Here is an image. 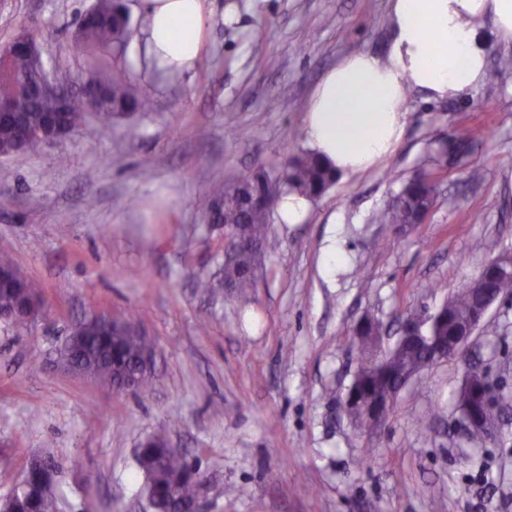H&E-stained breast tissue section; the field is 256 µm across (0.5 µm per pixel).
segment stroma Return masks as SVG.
I'll use <instances>...</instances> for the list:
<instances>
[{
    "instance_id": "35a3bbf8",
    "label": "stroma",
    "mask_w": 512,
    "mask_h": 512,
    "mask_svg": "<svg viewBox=\"0 0 512 512\" xmlns=\"http://www.w3.org/2000/svg\"><path fill=\"white\" fill-rule=\"evenodd\" d=\"M92 2L0 0V43L27 29L50 64L84 79L91 56L71 33ZM125 2L132 28L109 62L150 111L108 126L91 117L39 153L0 156V260L24 267L51 308L25 327L0 320V501L41 457L55 463L61 512H154L136 450L164 428L208 483L200 512H512V296L490 309L470 361L415 376L376 433L341 407L361 316L395 335L494 253L512 254V70L498 65L512 44L489 41L486 80L458 99L412 92L396 152L337 176L303 223L271 214L254 290L214 296L197 286L224 270V227L201 204L208 185L278 173L306 151L312 88L351 54L385 52L388 0H207L203 52L175 75L147 68L141 0ZM467 130L482 136L442 154ZM422 171L438 179L425 222L378 223ZM94 314L154 341L150 390L116 394L56 368L70 325ZM472 362L507 396L492 441L459 430Z\"/></svg>"
}]
</instances>
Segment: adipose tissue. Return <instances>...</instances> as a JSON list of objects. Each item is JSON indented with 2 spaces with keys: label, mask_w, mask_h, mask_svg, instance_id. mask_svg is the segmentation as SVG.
<instances>
[{
  "label": "adipose tissue",
  "mask_w": 512,
  "mask_h": 512,
  "mask_svg": "<svg viewBox=\"0 0 512 512\" xmlns=\"http://www.w3.org/2000/svg\"><path fill=\"white\" fill-rule=\"evenodd\" d=\"M141 7L151 62L173 74L193 69L209 20L205 0H141ZM179 18L192 22L183 37L171 28ZM485 20L512 43V0H389L386 54H352L322 76L306 105L307 147L338 173L378 167L404 138L410 90L449 100L483 82Z\"/></svg>",
  "instance_id": "1"
}]
</instances>
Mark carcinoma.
I'll return each instance as SVG.
<instances>
[{
	"label": "carcinoma",
	"instance_id": "1",
	"mask_svg": "<svg viewBox=\"0 0 512 512\" xmlns=\"http://www.w3.org/2000/svg\"><path fill=\"white\" fill-rule=\"evenodd\" d=\"M94 16L81 17L75 23L72 40L92 56L100 57L108 52L122 53L131 25V17L123 0H95ZM34 78L29 57L16 52L0 59V94L13 96L20 93L23 78ZM91 79L104 85L107 98L97 112L104 123L114 117H132L148 108L146 99L131 88L128 75L123 69ZM85 98L75 96L69 103L66 121L73 129L88 118ZM46 120L40 104H31L19 114V120L0 119V156H16L37 153L42 148L35 136H22L25 129H36ZM336 181V172L323 165L313 153L307 151L286 161L276 178H269L257 171L232 184L217 181L207 193L205 208L212 210L220 203L223 210L220 223L230 227L245 248L235 263L224 266V279L201 280L198 287L209 291L232 288L239 294H247L256 288L255 271L258 260L253 249L261 247L268 235V218L281 196L299 191L315 199L325 193ZM437 198V181L417 175L401 189L387 212L380 216L383 224H406L417 209H431ZM9 285L0 287V317L14 315L21 303L39 295L38 284L20 266H10L7 274ZM480 279L465 285L447 299L448 322L432 325V334H448V323L464 317L473 304V289ZM81 350L72 356L71 363L93 373L107 384L121 383L125 377L134 378L135 388L145 391L152 386V374L139 369L140 354L153 348L152 342L142 336H127L125 331L112 328V321L101 316L87 318L81 323ZM391 356L403 363L418 367L432 362L422 351L402 354L395 350ZM361 380L369 383L371 396L385 394L389 385L377 375V359L364 358L358 368ZM165 431L159 430L147 437L137 450V462L144 473L148 498L158 512H176L179 505L197 498L201 491V474L184 455L166 448ZM47 472L34 474L24 493L12 503L13 512H59L60 494L53 478V467L46 464Z\"/></svg>",
	"mask_w": 512,
	"mask_h": 512
}]
</instances>
